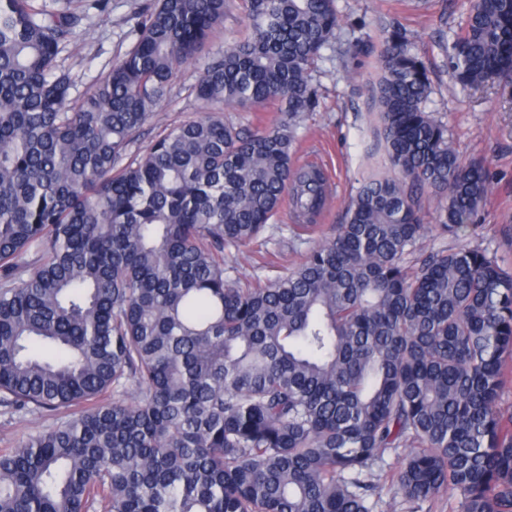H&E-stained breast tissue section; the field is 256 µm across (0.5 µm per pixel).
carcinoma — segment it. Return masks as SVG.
I'll return each mask as SVG.
<instances>
[{
  "label": "carcinoma",
  "instance_id": "carcinoma-1",
  "mask_svg": "<svg viewBox=\"0 0 512 512\" xmlns=\"http://www.w3.org/2000/svg\"><path fill=\"white\" fill-rule=\"evenodd\" d=\"M109 2L0 0V409L80 408L0 452V512H376L387 487L413 512L445 491L448 512H512V267L420 246L421 189L456 238L490 187L424 110L405 37L382 41L372 91L397 174L365 179L288 273L242 287L224 250L287 196L310 231L328 196L295 145L335 0H240L248 35L193 88L213 112L135 155L235 0H154L74 100L57 58ZM449 57L464 90L512 82V0L470 3ZM270 105L248 129L220 115Z\"/></svg>",
  "mask_w": 512,
  "mask_h": 512
}]
</instances>
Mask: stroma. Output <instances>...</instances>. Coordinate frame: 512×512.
Returning <instances> with one entry per match:
<instances>
[{"mask_svg":"<svg viewBox=\"0 0 512 512\" xmlns=\"http://www.w3.org/2000/svg\"><path fill=\"white\" fill-rule=\"evenodd\" d=\"M151 0H112L110 11L79 27L59 56L62 69L75 82L73 97L103 80L112 64L133 43L138 12ZM341 16L336 42L324 50L312 73L318 95L315 111L305 113L298 133L302 139L299 163L321 166L330 186L318 222L323 227L342 223L346 206L359 183L371 174H388L384 148L377 134L370 82L378 75L379 44L387 30L400 29L411 49L423 60L432 81L427 111L447 123L453 147L466 163L486 169L491 192L474 222L459 239L427 233L425 248L455 244L487 246L504 265H512V83H498L482 91L461 90L452 76L448 46L464 26L468 0H337ZM245 34L241 11L229 12L224 24L203 52V60L183 67L156 115L136 134L133 152L149 149L167 127L195 120L207 108L192 89L206 58L223 51ZM320 233H299L288 211H281L258 242L241 250L225 251L228 277L245 285L266 279L299 264ZM54 412L0 414V450L16 448L31 435L55 426Z\"/></svg>","mask_w":512,"mask_h":512,"instance_id":"35a3bbf8","label":"stroma"}]
</instances>
